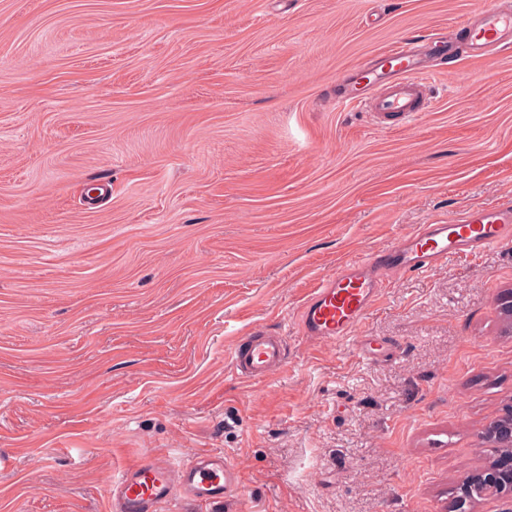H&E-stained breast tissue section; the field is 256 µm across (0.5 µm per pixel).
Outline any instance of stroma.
<instances>
[{
  "mask_svg": "<svg viewBox=\"0 0 512 512\" xmlns=\"http://www.w3.org/2000/svg\"><path fill=\"white\" fill-rule=\"evenodd\" d=\"M512 0H0V512H111L149 458L228 453L237 497L157 512H447L512 403V241L393 276L358 329L313 288L512 199V57L436 58L407 126L336 106L399 38ZM281 332L285 365L228 353ZM244 344L236 343L230 352L231 365L246 379H266L285 363L286 344L282 336L268 335L253 328L246 333Z\"/></svg>",
  "mask_w": 512,
  "mask_h": 512,
  "instance_id": "obj_1",
  "label": "stroma"
}]
</instances>
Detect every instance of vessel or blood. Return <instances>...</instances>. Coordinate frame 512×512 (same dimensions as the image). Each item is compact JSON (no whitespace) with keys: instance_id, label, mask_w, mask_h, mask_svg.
Listing matches in <instances>:
<instances>
[{"instance_id":"obj_1","label":"vessel or blood","mask_w":512,"mask_h":512,"mask_svg":"<svg viewBox=\"0 0 512 512\" xmlns=\"http://www.w3.org/2000/svg\"><path fill=\"white\" fill-rule=\"evenodd\" d=\"M462 55L480 59L512 52V11L496 7L477 11L469 22ZM434 42L402 39L379 56L354 68L349 82L373 77L370 96L338 95L337 104L353 105L380 118L406 125L417 116L434 72L429 54ZM512 239V199L476 207L448 224H424L397 244L345 264L314 288L299 313V327L310 338L336 342L355 336L365 316L381 298L387 274H419L453 257L478 252ZM231 365L246 379H266L285 363L283 337L254 328L245 343L235 344ZM241 478L228 455H207L187 464L151 460L114 474L109 495L112 512H156L161 503L183 497L201 503L234 498Z\"/></svg>"}]
</instances>
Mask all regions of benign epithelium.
I'll list each match as a JSON object with an SVG mask.
<instances>
[{"label": "benign epithelium", "instance_id": "1", "mask_svg": "<svg viewBox=\"0 0 512 512\" xmlns=\"http://www.w3.org/2000/svg\"><path fill=\"white\" fill-rule=\"evenodd\" d=\"M498 310L506 330H512V289L507 288L496 298ZM482 439L494 454L479 469L475 470L460 486L458 506L474 499L473 489L480 495L491 494L503 499H512V405L491 421L482 432Z\"/></svg>", "mask_w": 512, "mask_h": 512}]
</instances>
